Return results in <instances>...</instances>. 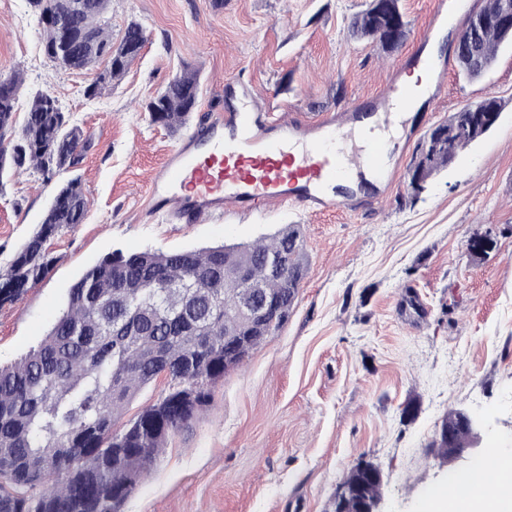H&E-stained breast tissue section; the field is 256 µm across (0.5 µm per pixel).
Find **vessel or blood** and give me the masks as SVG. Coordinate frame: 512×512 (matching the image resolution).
I'll return each instance as SVG.
<instances>
[{"label": "vessel or blood", "instance_id": "obj_1", "mask_svg": "<svg viewBox=\"0 0 512 512\" xmlns=\"http://www.w3.org/2000/svg\"><path fill=\"white\" fill-rule=\"evenodd\" d=\"M414 95V87L396 76L368 112L286 122L244 103L216 117L202 137L169 150L151 180L152 208L194 224L284 202L310 214L348 205L357 169L370 172L372 186L395 182L384 131Z\"/></svg>", "mask_w": 512, "mask_h": 512}]
</instances>
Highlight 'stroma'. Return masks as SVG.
<instances>
[{"mask_svg":"<svg viewBox=\"0 0 512 512\" xmlns=\"http://www.w3.org/2000/svg\"><path fill=\"white\" fill-rule=\"evenodd\" d=\"M435 0H400L409 34L392 53L352 36L368 0H112L113 36L141 23L148 41L110 91L91 99L95 71L61 69L44 51L27 0H0V73L20 71L17 115L33 96L58 99L87 140L73 175L83 224L50 245L56 263L0 306V364L40 344L70 286L114 251L231 245L299 225L309 263L287 323L211 386L205 410L172 432L123 512H325L358 458L384 476L385 512H421L449 468L428 444L449 410L483 418L479 448L512 454V49L470 80L445 55L432 95L398 152L382 199L309 214L284 204L182 224L151 209L152 175L178 141L230 109L234 79L280 119L343 117L382 93L421 53ZM199 105L171 132L146 102L184 69ZM494 97L496 126L468 146L419 199L404 175L427 131L465 104ZM55 182L24 170L0 182V267L40 224ZM494 247L474 259L468 240Z\"/></svg>","mask_w":512,"mask_h":512,"instance_id":"35a3bbf8","label":"stroma"}]
</instances>
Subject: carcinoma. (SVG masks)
<instances>
[{"label":"carcinoma","instance_id":"1","mask_svg":"<svg viewBox=\"0 0 512 512\" xmlns=\"http://www.w3.org/2000/svg\"><path fill=\"white\" fill-rule=\"evenodd\" d=\"M44 37L47 56L65 70L103 67L87 88L98 97L112 88L139 57L147 41L138 22L112 40L110 0H28ZM502 0L481 8L487 23L470 53H456L471 79L495 64L505 34L493 23ZM355 36L384 44L386 23L373 4L351 20ZM0 181L32 168L50 181L82 160L86 140L58 100L36 94L21 131H15V103L23 78L0 80ZM199 82L185 70L145 106L152 123L183 126L197 106ZM486 98L467 104L431 127L407 171L408 193L416 200L432 178L467 146L492 129L482 112H501ZM85 193L76 180L54 191L36 233L0 270V306L18 300L56 262L49 245L65 228L84 222ZM276 256L283 267L269 272ZM308 264L299 225L290 224L269 242L221 245L200 250L116 251L87 269L71 286L65 308L46 337L18 361L0 365V512H122L163 448L167 436L190 422L210 402L215 381L229 363L238 367L293 309ZM251 281L276 303L267 316L238 310ZM169 391L120 423L127 405L159 377ZM373 463L359 458L331 496L326 512H361L362 500L380 493L366 478Z\"/></svg>","mask_w":512,"mask_h":512}]
</instances>
